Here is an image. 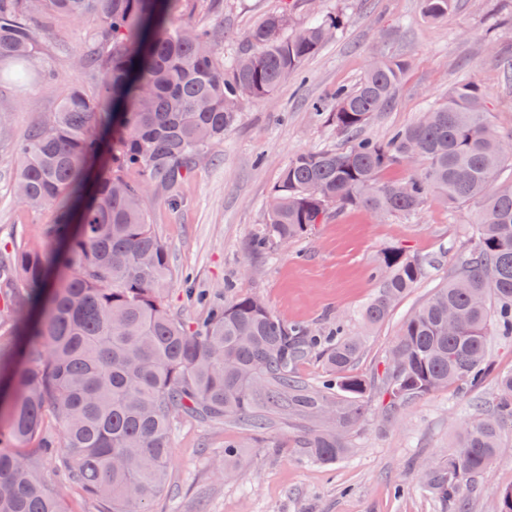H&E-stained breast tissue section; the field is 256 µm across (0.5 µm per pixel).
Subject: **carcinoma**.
Segmentation results:
<instances>
[{
    "label": "carcinoma",
    "mask_w": 512,
    "mask_h": 512,
    "mask_svg": "<svg viewBox=\"0 0 512 512\" xmlns=\"http://www.w3.org/2000/svg\"><path fill=\"white\" fill-rule=\"evenodd\" d=\"M420 2L432 22L454 5ZM196 7V0H0V76L56 80L40 35L67 16L96 21L78 64L100 80L94 99L64 90L58 109L13 145L17 200L50 210L52 221L44 247L0 254V512H64L61 495L21 448L64 459L68 479L102 512H149L180 419L234 418L258 428L260 400L290 417L325 418L303 448L329 464L350 453L349 436L367 413L368 384L348 374L358 337L336 333L322 350L335 382L313 388L294 367L318 337L254 296L227 286L230 299L193 329L164 302L172 268L146 219L147 186L175 193L197 157L224 141L244 101L270 98L344 25L341 9L302 24L282 9L224 57L216 27L182 20ZM405 67L374 58L356 87L336 89L329 119L348 146L293 157L251 241L267 252L326 223L335 209L411 218L431 196L450 211L475 205L469 245L448 284L405 319L386 357L383 385L393 408L448 386L477 387L489 326L512 335V182H501L512 143L493 129L491 99L474 81L453 87L385 141L361 135L373 115L393 106ZM411 158L420 171L382 179ZM133 170L143 180L131 179ZM379 269L382 290L363 311L369 325L423 279L426 263L390 250ZM47 412L59 424L53 440L43 432ZM510 427L512 370L457 429L448 462L423 466L426 491L466 512L463 488L487 473Z\"/></svg>",
    "instance_id": "cac0c4a2"
}]
</instances>
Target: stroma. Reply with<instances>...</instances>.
I'll use <instances>...</instances> for the list:
<instances>
[{"mask_svg": "<svg viewBox=\"0 0 512 512\" xmlns=\"http://www.w3.org/2000/svg\"><path fill=\"white\" fill-rule=\"evenodd\" d=\"M294 7L296 20L312 10L343 9L347 22L336 37L307 59L297 75L279 86L271 101L243 104L234 127L184 179L181 203L151 188L147 219L165 245L173 276L165 291L171 313L188 326L208 315L226 286L257 296L281 320L314 331L342 327L360 334L361 353L351 371L370 383L368 413L350 439L352 452L329 465L308 461L299 442L312 423L272 412L264 429L239 422L180 421L170 436L172 460L165 490L150 512H449L419 486L417 464L446 461L458 424L472 404L491 398L498 374L512 370V336L489 344L492 371L470 396L455 389L431 393L392 410L382 386L385 354L405 318L448 282L457 251L475 209L449 211L429 197L415 219L380 217L357 208L344 210L307 235L270 254L251 253L252 237L266 221V203L282 169L297 154L340 149L344 138L329 120L337 87H354L372 57L407 62L393 108L374 115L365 136L388 138L414 122L427 103L445 100L450 88L478 82L490 95L492 123L512 140V0H456L447 19L430 23L420 0H223L224 10L199 4L196 23H221V49L241 47L265 14ZM91 22L59 19L42 40L55 49L58 79L47 86L0 85V112L8 113L11 136L23 135L42 113L55 111L63 91L80 86L96 96L93 77L74 63ZM14 161L0 139V251L15 243H44L47 211H32L16 199ZM396 249L427 262L426 276L380 324L363 328L360 314L380 291L376 269L383 254ZM244 441L234 477H219L224 446ZM512 488V430L488 473L469 495L470 512H493L496 491Z\"/></svg>", "mask_w": 512, "mask_h": 512, "instance_id": "stroma-1", "label": "stroma"}]
</instances>
